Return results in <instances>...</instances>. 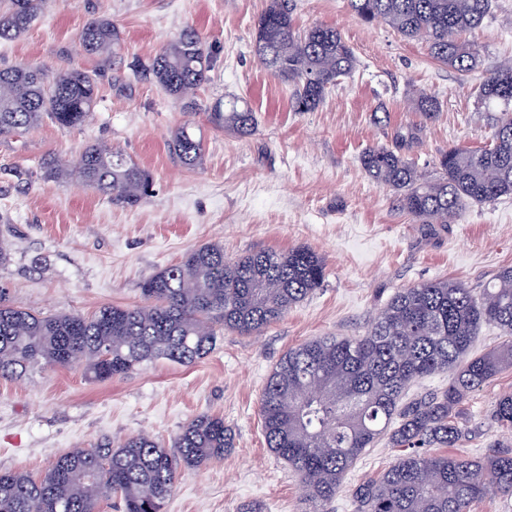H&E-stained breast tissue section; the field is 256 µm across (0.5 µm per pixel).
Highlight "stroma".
I'll use <instances>...</instances> for the list:
<instances>
[{
	"label": "stroma",
	"instance_id": "stroma-1",
	"mask_svg": "<svg viewBox=\"0 0 512 512\" xmlns=\"http://www.w3.org/2000/svg\"><path fill=\"white\" fill-rule=\"evenodd\" d=\"M267 2L47 0L24 35L0 41V66L29 64L51 75L76 67L95 73L98 87L84 127L63 130L45 121L0 139V241L11 253L0 266V284L15 306L87 315L105 305H140L145 279L205 244L231 259L306 246L326 263L323 287L283 318L249 336L217 329L215 348L194 364L158 359L105 382L60 366L21 380L0 378V470L38 477L66 451L114 447L139 433L167 444L196 416L216 414L231 433V448L182 471L163 512H241L252 503L263 512H310L298 478L267 448L262 429V389L281 357L319 336L363 335L397 289L454 279L478 291L512 267V198L468 205L451 224H421L361 161L366 149L392 145L411 130L418 140L408 155L429 175L448 147L490 144L497 115L483 107L478 87L512 61V0H493L489 17L470 34L481 64L465 76L434 60L424 42L361 21L347 0H288L297 28L335 27L358 60L312 112L293 111L291 85L271 75L256 53L254 23ZM94 19L110 20L121 32L109 57L79 45ZM187 28L212 62L193 115L133 70ZM414 88L439 99L434 118L412 108ZM228 95L255 113L252 136L209 122L211 108ZM188 121L204 143L203 161L193 168L170 146L174 130ZM91 143L121 150L147 170L151 196L128 207L84 184L44 179L42 158L71 162ZM509 393L512 370L463 402V420L481 435L460 454L512 446V432L492 417L496 400ZM397 454L384 440L369 449L326 512H354L348 488L381 475Z\"/></svg>",
	"mask_w": 512,
	"mask_h": 512
}]
</instances>
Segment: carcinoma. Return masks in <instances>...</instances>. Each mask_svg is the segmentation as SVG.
Instances as JSON below:
<instances>
[{
	"label": "carcinoma",
	"mask_w": 512,
	"mask_h": 512,
	"mask_svg": "<svg viewBox=\"0 0 512 512\" xmlns=\"http://www.w3.org/2000/svg\"><path fill=\"white\" fill-rule=\"evenodd\" d=\"M45 0H0V41L26 33ZM366 23L383 22L409 40H422L436 61L468 74L480 57L463 35L489 15L492 0H348ZM266 35L256 52L271 74L292 85L297 112H311L328 89L357 66L334 27L295 29L288 0H269L255 23ZM119 29L106 19L90 21L80 34L84 51L107 57ZM208 53L196 33L183 31L147 66L168 93L196 109L193 95L209 80ZM485 107L497 106L492 144L452 146L436 173L427 175L406 157L409 138L374 146L362 156L365 171L398 193L401 207L422 224H451L468 204L512 196V66L479 85ZM95 75L71 68L48 77L32 65L0 66V139L45 119L62 129L82 127L94 111ZM411 101L427 117L439 101L416 91ZM211 121L240 136L256 131L254 112L232 97L215 107ZM172 149L187 167L203 160V144L189 124L179 127ZM43 177L77 179L112 201L135 206L149 196L152 177L120 150L106 144L83 149L75 162L42 158ZM325 264L308 247L262 250L229 259L205 245L147 278L146 304L107 305L92 315L43 316L18 309L0 286V378H24L38 365L80 368L95 381L125 377L154 359L187 365L207 356L215 327L240 335L257 333L323 286ZM483 323L506 337L473 350ZM512 369V267L499 270L476 296L455 280L401 288L362 336H324L291 348L280 359L260 399L267 448L299 479L312 512L336 497L346 473L380 439L402 449L379 477L351 491L355 512H470L491 494L512 497V450L467 457L444 452L470 441L477 430L460 422L469 395ZM435 373L448 387L404 401L407 389ZM497 424L512 429V395L494 407ZM230 438L224 418L203 414L165 445L147 435L116 448H74L34 478L0 470V512H100L115 498L120 512H162L181 471L224 457ZM430 448L442 452L432 454Z\"/></svg>",
	"instance_id": "cac0c4a2"
}]
</instances>
